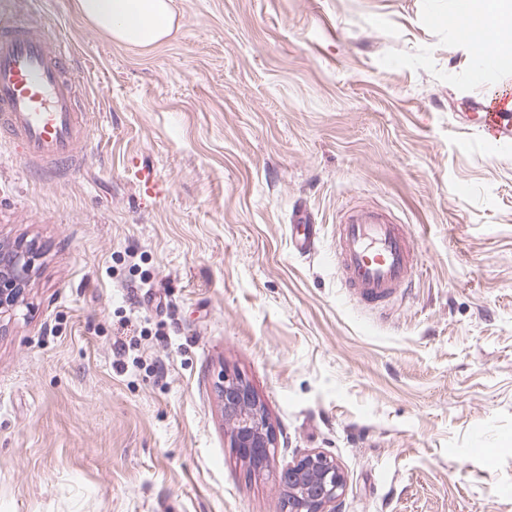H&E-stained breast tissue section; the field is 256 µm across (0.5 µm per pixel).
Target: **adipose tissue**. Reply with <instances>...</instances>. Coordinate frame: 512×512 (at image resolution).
<instances>
[{
    "mask_svg": "<svg viewBox=\"0 0 512 512\" xmlns=\"http://www.w3.org/2000/svg\"><path fill=\"white\" fill-rule=\"evenodd\" d=\"M80 15L118 43L147 47L173 31L170 0H77Z\"/></svg>",
    "mask_w": 512,
    "mask_h": 512,
    "instance_id": "ef3b65f1",
    "label": "adipose tissue"
}]
</instances>
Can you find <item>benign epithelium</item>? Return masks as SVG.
I'll return each instance as SVG.
<instances>
[{
    "label": "benign epithelium",
    "instance_id": "7a95c632",
    "mask_svg": "<svg viewBox=\"0 0 512 512\" xmlns=\"http://www.w3.org/2000/svg\"><path fill=\"white\" fill-rule=\"evenodd\" d=\"M35 245L0 244V319L23 302L33 278ZM216 388L222 397L224 416L232 426V445L239 455L257 467L268 465L276 448V436L264 405L251 385L239 376L219 375ZM288 512H340L346 476L336 459L321 450L295 457L277 473Z\"/></svg>",
    "mask_w": 512,
    "mask_h": 512
}]
</instances>
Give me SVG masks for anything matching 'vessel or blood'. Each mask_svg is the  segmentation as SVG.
Listing matches in <instances>:
<instances>
[{
	"mask_svg": "<svg viewBox=\"0 0 512 512\" xmlns=\"http://www.w3.org/2000/svg\"><path fill=\"white\" fill-rule=\"evenodd\" d=\"M470 44L483 43L485 31L466 18L457 0L448 18ZM79 80L69 44L42 21L20 17L15 0H0V144L8 145L29 168L49 178L79 171L92 118L79 99ZM512 88L471 101L481 138L512 144ZM318 227L305 209L292 215L291 245L307 256L317 249ZM419 245L393 217L370 207L347 210L336 226V270L342 288L362 306L386 308L418 272Z\"/></svg>",
	"mask_w": 512,
	"mask_h": 512,
	"instance_id": "obj_1",
	"label": "vessel or blood"
}]
</instances>
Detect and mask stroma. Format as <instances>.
<instances>
[{
	"label": "stroma",
	"instance_id": "35a3bbf8",
	"mask_svg": "<svg viewBox=\"0 0 512 512\" xmlns=\"http://www.w3.org/2000/svg\"><path fill=\"white\" fill-rule=\"evenodd\" d=\"M454 6L172 0L142 48L74 0H18L94 118L54 182L0 149V242L39 250L0 322V512H281L275 473L312 449L342 512H512V146L471 125ZM355 205L420 242L383 317L324 257ZM223 372L265 405L271 470L232 446ZM291 222L293 252L300 256L314 253L319 239L318 224H313L310 214L304 208H298L293 212Z\"/></svg>",
	"mask_w": 512,
	"mask_h": 512
}]
</instances>
